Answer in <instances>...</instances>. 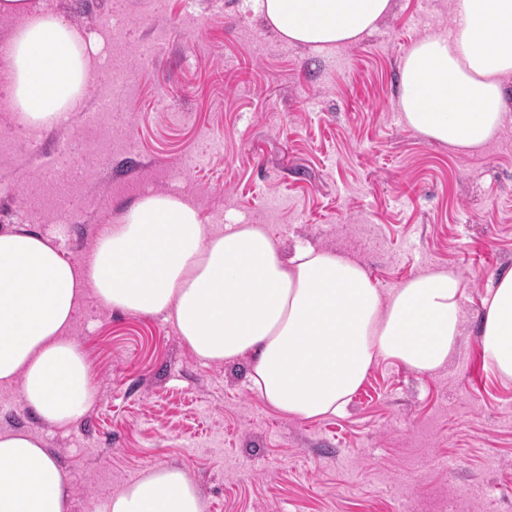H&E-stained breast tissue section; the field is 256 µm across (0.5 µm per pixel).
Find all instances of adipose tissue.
<instances>
[{"mask_svg": "<svg viewBox=\"0 0 512 512\" xmlns=\"http://www.w3.org/2000/svg\"><path fill=\"white\" fill-rule=\"evenodd\" d=\"M392 0H253L288 43L328 54L373 30ZM18 19L9 45V99L30 130L64 125L94 72L101 39L29 0H0ZM396 106L426 139L472 152L507 121L512 0H453L448 28L415 41L401 61ZM461 279L435 269L381 295L354 260L311 246L285 258L259 224L205 223L180 193H146L76 264L50 239L0 229V384L52 425L91 407L90 368L67 330L79 299L164 315L205 363L241 357L250 381L279 411L302 419L339 412L377 357L431 372L462 334ZM482 349L512 379V269L483 301ZM181 469L152 466L109 499L105 512H204ZM0 512H69L65 471L32 434L0 433Z\"/></svg>", "mask_w": 512, "mask_h": 512, "instance_id": "adipose-tissue-1", "label": "adipose tissue"}]
</instances>
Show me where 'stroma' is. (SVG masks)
Masks as SVG:
<instances>
[{
    "label": "stroma",
    "instance_id": "1",
    "mask_svg": "<svg viewBox=\"0 0 512 512\" xmlns=\"http://www.w3.org/2000/svg\"><path fill=\"white\" fill-rule=\"evenodd\" d=\"M104 42L131 74L104 125L27 138L0 112V226L84 262L143 190L194 200L206 223L260 224L285 256L348 254L380 293L432 269L461 279L457 350L440 369L378 360L339 414L301 420L252 388L250 362L202 364L160 315L78 303L68 334L94 404L46 424L0 385V432L37 435L70 477V512H103L150 465L183 469L204 512H512V380L481 348L483 300L512 268V122L482 150L426 140L395 101L400 64L448 26L452 0H393L377 29L320 55L247 0H31ZM66 143L77 183L34 157ZM79 216L59 235L44 217Z\"/></svg>",
    "mask_w": 512,
    "mask_h": 512
}]
</instances>
